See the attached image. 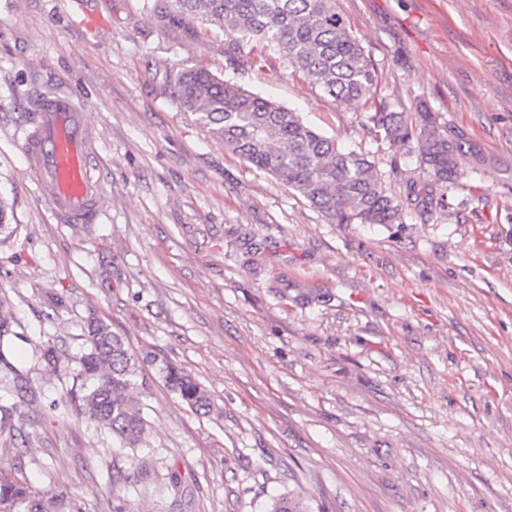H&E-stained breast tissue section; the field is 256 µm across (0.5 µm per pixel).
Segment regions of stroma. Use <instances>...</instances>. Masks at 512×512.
<instances>
[{
  "instance_id": "obj_1",
  "label": "stroma",
  "mask_w": 512,
  "mask_h": 512,
  "mask_svg": "<svg viewBox=\"0 0 512 512\" xmlns=\"http://www.w3.org/2000/svg\"><path fill=\"white\" fill-rule=\"evenodd\" d=\"M152 4L0 0V197L16 227L0 297L30 387L1 384L0 405L40 434L21 455L0 443V470L85 512H266L282 495L309 512H512V0H336L378 96L399 112L426 102L491 159L433 187L445 208L348 226L209 138L167 75L201 65L279 102L362 145L401 196L428 184L417 158L364 134L367 104L337 105L269 48L238 73L228 36ZM60 89L99 134L94 224L57 223L25 172L26 104ZM91 316L220 410L199 416L151 379L156 473L135 485H110L131 454L70 404Z\"/></svg>"
}]
</instances>
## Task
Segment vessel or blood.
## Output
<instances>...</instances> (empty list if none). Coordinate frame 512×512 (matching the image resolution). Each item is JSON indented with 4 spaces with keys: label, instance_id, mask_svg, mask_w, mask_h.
<instances>
[{
    "label": "vessel or blood",
    "instance_id": "1",
    "mask_svg": "<svg viewBox=\"0 0 512 512\" xmlns=\"http://www.w3.org/2000/svg\"><path fill=\"white\" fill-rule=\"evenodd\" d=\"M22 150L27 171L58 223L100 219L104 186L96 174L98 140L84 104L64 92L36 96Z\"/></svg>",
    "mask_w": 512,
    "mask_h": 512
}]
</instances>
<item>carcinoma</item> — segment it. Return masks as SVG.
I'll return each mask as SVG.
<instances>
[{
    "mask_svg": "<svg viewBox=\"0 0 512 512\" xmlns=\"http://www.w3.org/2000/svg\"><path fill=\"white\" fill-rule=\"evenodd\" d=\"M156 12L198 19L218 29L238 32L251 42L239 66L253 64L259 45L276 51L339 105L372 102L365 127L376 142L406 145L420 168L436 185L446 186L466 161L482 163L480 146L466 134L440 122L424 103L414 112H397L376 99L378 77L361 40L336 9V0H166ZM172 100L196 116L207 134L224 150L280 185L296 192L330 224H396L405 206L431 210L442 204L428 188L409 185L406 200L387 187L382 173L361 147L341 148L336 140L306 124L301 116L277 102L221 79L204 66L169 75ZM13 317L0 299V382L9 379L27 388V373L7 357L4 346L16 332ZM86 351L79 358L80 389L71 394L79 416L112 433V441L132 452L145 439L146 420L140 396L147 389L144 366L149 356L132 352L109 324L89 317L82 328ZM164 385L193 412L208 416L215 405L207 390L184 370L167 362L157 371ZM18 436L29 444L38 438L15 423L14 411L0 406V436ZM84 512L65 491L43 497L16 473H0V512ZM267 512H309L293 496L278 497Z\"/></svg>",
    "mask_w": 512,
    "mask_h": 512,
    "instance_id": "obj_1",
    "label": "carcinoma"
}]
</instances>
